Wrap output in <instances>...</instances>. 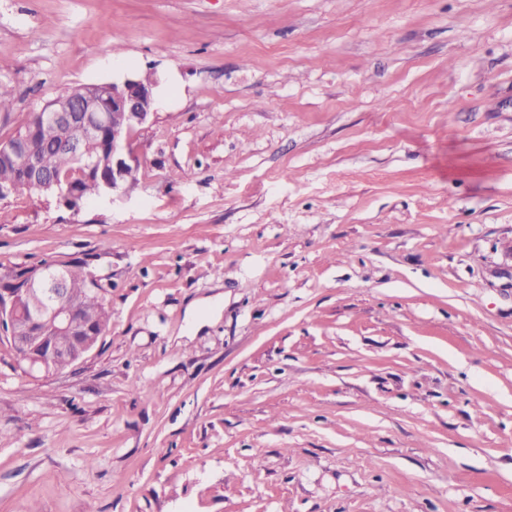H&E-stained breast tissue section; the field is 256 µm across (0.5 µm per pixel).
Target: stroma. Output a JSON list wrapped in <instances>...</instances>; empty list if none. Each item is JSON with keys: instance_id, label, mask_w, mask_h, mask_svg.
<instances>
[{"instance_id": "stroma-1", "label": "stroma", "mask_w": 512, "mask_h": 512, "mask_svg": "<svg viewBox=\"0 0 512 512\" xmlns=\"http://www.w3.org/2000/svg\"><path fill=\"white\" fill-rule=\"evenodd\" d=\"M146 72L124 189L0 199L111 314L0 341V512H512V0H0L2 143Z\"/></svg>"}]
</instances>
